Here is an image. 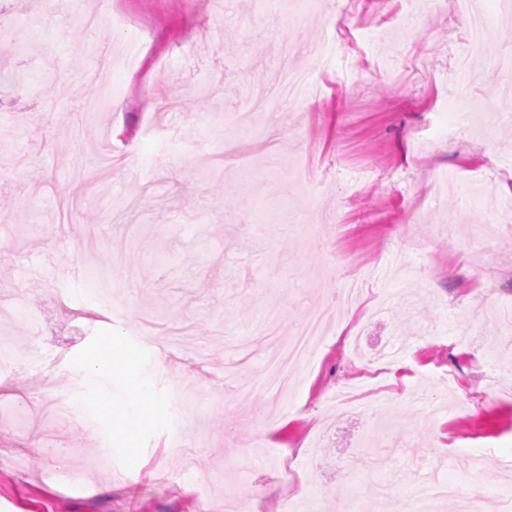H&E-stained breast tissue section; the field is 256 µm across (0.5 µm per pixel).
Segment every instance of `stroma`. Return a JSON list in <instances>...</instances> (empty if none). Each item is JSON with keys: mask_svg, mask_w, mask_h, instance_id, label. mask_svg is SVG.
<instances>
[{"mask_svg": "<svg viewBox=\"0 0 512 512\" xmlns=\"http://www.w3.org/2000/svg\"><path fill=\"white\" fill-rule=\"evenodd\" d=\"M117 2L146 49L139 72L100 67L93 86L99 46L125 37L110 10L88 29L81 0H0L33 47L0 57V302L48 318L0 315L15 358L0 374V512H279L285 499L331 512L357 487L356 512H403L431 475L496 512L512 485L499 465L512 459V223L490 226L512 196V97L488 60L512 53V0H482L486 40L462 76L449 57L468 22L453 0H415L406 17L399 0L288 15L266 0ZM359 21L380 36L337 49L309 100L237 130L280 43L307 70L330 28ZM104 84L111 102L88 111ZM451 175L491 184L465 201ZM359 266L371 277L356 343L330 329L307 377L261 395L267 303L290 335ZM106 282L125 319L85 320ZM60 301L75 323L56 320ZM91 351L131 357L163 408L129 449ZM39 355L58 357L52 373ZM380 356L395 366L379 376L388 435L332 404ZM60 395L74 420L49 416Z\"/></svg>", "mask_w": 512, "mask_h": 512, "instance_id": "obj_1", "label": "stroma"}]
</instances>
